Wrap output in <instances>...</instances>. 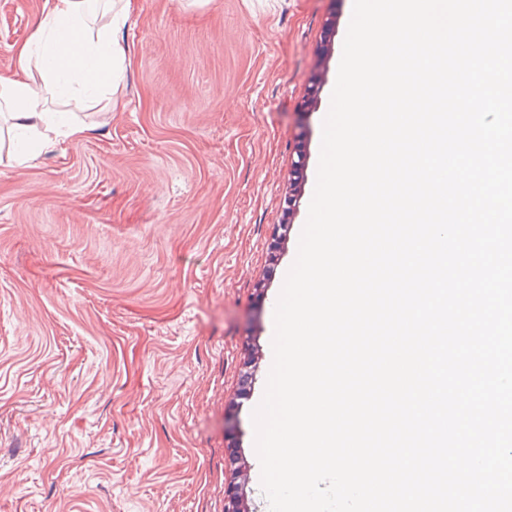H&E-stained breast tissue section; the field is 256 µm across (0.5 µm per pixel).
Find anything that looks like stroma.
<instances>
[{
	"label": "stroma",
	"mask_w": 512,
	"mask_h": 512,
	"mask_svg": "<svg viewBox=\"0 0 512 512\" xmlns=\"http://www.w3.org/2000/svg\"><path fill=\"white\" fill-rule=\"evenodd\" d=\"M41 2L0 0V74ZM352 7L136 0L120 92L49 100L84 135L0 140V512H269L251 414Z\"/></svg>",
	"instance_id": "obj_1"
}]
</instances>
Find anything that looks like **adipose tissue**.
I'll list each match as a JSON object with an SVG mask.
<instances>
[{"instance_id":"adipose-tissue-1","label":"adipose tissue","mask_w":512,"mask_h":512,"mask_svg":"<svg viewBox=\"0 0 512 512\" xmlns=\"http://www.w3.org/2000/svg\"><path fill=\"white\" fill-rule=\"evenodd\" d=\"M107 20L97 23L88 0H43L29 40L14 50L9 75L0 76V117L16 130L18 158L81 137L84 126L46 107L47 96L78 93L95 98L116 93L124 78L125 49L116 37L134 9L133 0H103Z\"/></svg>"}]
</instances>
